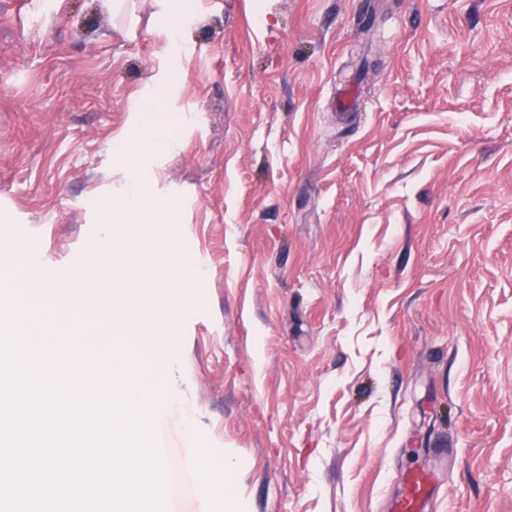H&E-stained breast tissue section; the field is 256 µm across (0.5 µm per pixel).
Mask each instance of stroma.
I'll return each instance as SVG.
<instances>
[{"label": "stroma", "instance_id": "1", "mask_svg": "<svg viewBox=\"0 0 512 512\" xmlns=\"http://www.w3.org/2000/svg\"><path fill=\"white\" fill-rule=\"evenodd\" d=\"M133 2L0 0V216L69 277L168 135L166 512H390L419 469L512 512V0H186L174 47ZM139 156H157L169 154L172 151L171 145L161 131H153L139 139Z\"/></svg>", "mask_w": 512, "mask_h": 512}]
</instances>
